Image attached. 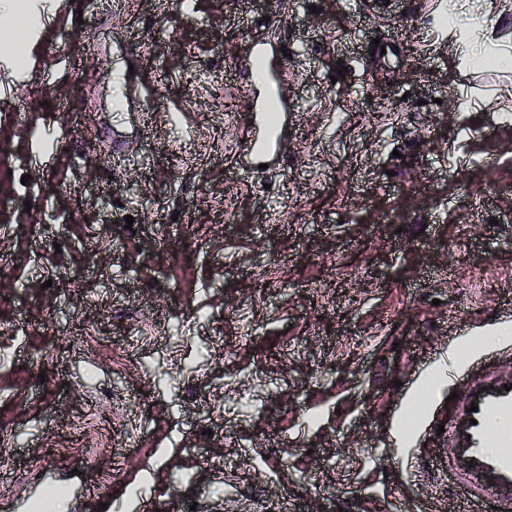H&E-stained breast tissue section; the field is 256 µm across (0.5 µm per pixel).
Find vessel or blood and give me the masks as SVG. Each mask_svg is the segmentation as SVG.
<instances>
[{
    "mask_svg": "<svg viewBox=\"0 0 512 512\" xmlns=\"http://www.w3.org/2000/svg\"><path fill=\"white\" fill-rule=\"evenodd\" d=\"M248 56L253 84L263 91L255 104L260 132L245 149L251 156L273 150L285 105L273 43L255 39ZM464 367L434 459L448 471L460 512H480L485 505L495 512H512V352L500 351Z\"/></svg>",
    "mask_w": 512,
    "mask_h": 512,
    "instance_id": "obj_1",
    "label": "vessel or blood"
}]
</instances>
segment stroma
<instances>
[{
  "label": "stroma",
  "mask_w": 512,
  "mask_h": 512,
  "mask_svg": "<svg viewBox=\"0 0 512 512\" xmlns=\"http://www.w3.org/2000/svg\"><path fill=\"white\" fill-rule=\"evenodd\" d=\"M28 3L24 70L0 43V512L50 486L60 512H459L410 411L512 347V0H450L446 35L437 0ZM268 36L287 123L242 171Z\"/></svg>",
  "instance_id": "35a3bbf8"
}]
</instances>
